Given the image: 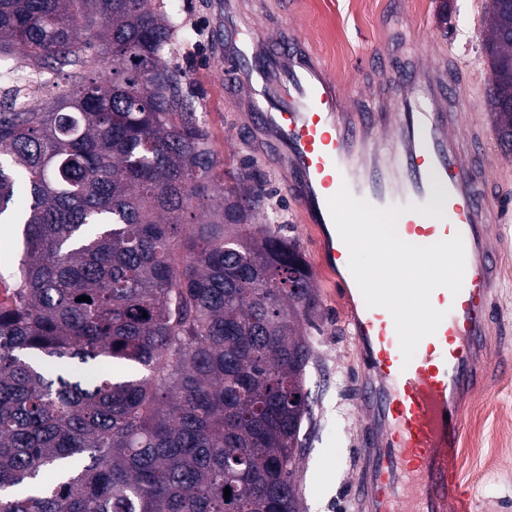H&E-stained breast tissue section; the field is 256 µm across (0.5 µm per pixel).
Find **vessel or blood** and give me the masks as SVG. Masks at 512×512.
Masks as SVG:
<instances>
[{
    "label": "vessel or blood",
    "instance_id": "obj_1",
    "mask_svg": "<svg viewBox=\"0 0 512 512\" xmlns=\"http://www.w3.org/2000/svg\"><path fill=\"white\" fill-rule=\"evenodd\" d=\"M265 39H230L224 71L277 151L303 223L314 225L324 268L350 302L348 324L364 364L358 401L374 426L367 475L356 485L366 512H468L451 459L462 439V397L476 390L488 357L485 339L499 271L490 224L512 221V203H492L485 177L488 137L466 116L449 120L460 86L445 54L419 47L412 69L394 80L397 106L353 108L328 67L293 29ZM377 208L445 200L444 219L413 214L397 228L410 244L461 236L466 266L459 294L439 288L432 305L446 316L404 361L393 319L367 307L349 269L328 200L341 186Z\"/></svg>",
    "mask_w": 512,
    "mask_h": 512
}]
</instances>
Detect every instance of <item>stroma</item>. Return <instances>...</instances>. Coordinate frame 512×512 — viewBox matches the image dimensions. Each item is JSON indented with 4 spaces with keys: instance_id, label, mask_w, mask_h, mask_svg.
I'll list each match as a JSON object with an SVG mask.
<instances>
[{
    "instance_id": "stroma-1",
    "label": "stroma",
    "mask_w": 512,
    "mask_h": 512,
    "mask_svg": "<svg viewBox=\"0 0 512 512\" xmlns=\"http://www.w3.org/2000/svg\"><path fill=\"white\" fill-rule=\"evenodd\" d=\"M216 0H178L177 49L172 65L197 91L195 103L210 134L225 179L257 163L269 205L282 215L284 236L295 240L313 273L317 302L303 327L316 339L305 370L312 412L301 432V464L295 476L301 512H363L351 487L367 447L365 416L356 384L363 375L357 343L346 316L348 304L324 268L316 231L301 223L272 148L244 110V96L224 75L227 36L216 17ZM240 26L271 38L291 26L332 70L353 104L372 108L391 99L396 75L413 65L412 49L431 43L455 63L463 86L449 113L487 121L483 16L489 0H238ZM382 59L373 69L364 61ZM500 252V280L491 313L492 357L485 380L463 403L465 431L456 466L467 490L470 512H512V223L491 227Z\"/></svg>"
}]
</instances>
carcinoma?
I'll return each mask as SVG.
<instances>
[{"label":"carcinoma","instance_id":"carcinoma-1","mask_svg":"<svg viewBox=\"0 0 512 512\" xmlns=\"http://www.w3.org/2000/svg\"><path fill=\"white\" fill-rule=\"evenodd\" d=\"M162 4L0 0V59L72 80L0 97V512H300L313 275L255 172L214 177ZM483 21L510 155L512 0ZM16 237V235L13 236V227L10 224H0V297L2 299L6 298V288L11 284L10 273L18 264L19 255L14 247Z\"/></svg>","mask_w":512,"mask_h":512}]
</instances>
